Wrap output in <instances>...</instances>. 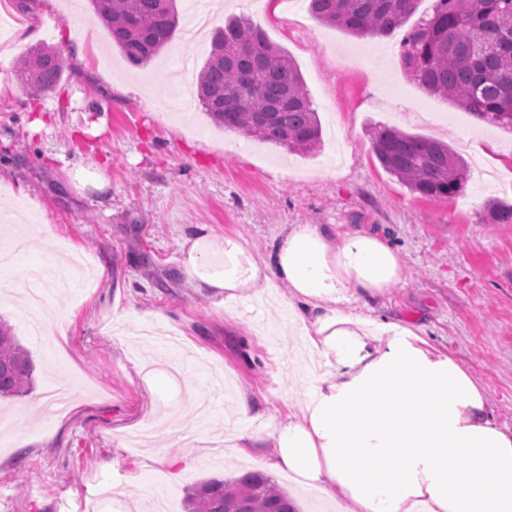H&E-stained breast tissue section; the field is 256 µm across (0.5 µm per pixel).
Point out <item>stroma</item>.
<instances>
[{"label": "stroma", "instance_id": "35a3bbf8", "mask_svg": "<svg viewBox=\"0 0 512 512\" xmlns=\"http://www.w3.org/2000/svg\"><path fill=\"white\" fill-rule=\"evenodd\" d=\"M200 36L188 0L147 67L131 69L88 0H15L27 40H0V242L39 225L58 275L87 256L88 287L46 290L36 326L20 292L44 288V257L22 253L0 277V320L31 353L34 387L0 402V512H185L188 489L261 470L229 440L251 426L224 388L255 412L297 415L309 388L280 328L259 305L225 308L191 286L181 263L187 225L256 252L286 224H332L387 239L404 281L382 315L410 317L429 345L484 387L512 429V224L485 220L490 199L512 204V132L479 126L427 95L400 62L401 32L360 38L325 25L309 0H222ZM230 16L259 25L298 66L323 129L310 155L213 124L194 94L214 29ZM59 50L55 90L30 94L15 64L32 42ZM383 126L446 142L473 168L463 194H412L376 159ZM495 150H478L480 133ZM109 186L92 198L66 182L79 162Z\"/></svg>", "mask_w": 512, "mask_h": 512}]
</instances>
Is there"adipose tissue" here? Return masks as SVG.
Wrapping results in <instances>:
<instances>
[{
	"instance_id": "ef3b65f1",
	"label": "adipose tissue",
	"mask_w": 512,
	"mask_h": 512,
	"mask_svg": "<svg viewBox=\"0 0 512 512\" xmlns=\"http://www.w3.org/2000/svg\"><path fill=\"white\" fill-rule=\"evenodd\" d=\"M182 265L228 307L258 299L261 280L284 289L319 367L300 416L239 431V451L350 512H512V430L494 420L484 388L374 307L403 279L387 239L289 224L257 254L193 224Z\"/></svg>"
}]
</instances>
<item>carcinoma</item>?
<instances>
[{"label":"carcinoma","mask_w":512,"mask_h":512,"mask_svg":"<svg viewBox=\"0 0 512 512\" xmlns=\"http://www.w3.org/2000/svg\"><path fill=\"white\" fill-rule=\"evenodd\" d=\"M177 0H90L94 16L133 66L154 59L178 26ZM419 0H310L319 21L350 34L389 35L416 11ZM401 60L430 94L476 118L512 131V0H436L401 40ZM64 63L50 46L30 48L16 72L33 92L60 82ZM203 110L226 130L315 151L321 127L294 61L263 30L241 17L215 30L196 80ZM382 168L412 193L429 199L460 194L471 169L445 144L385 127L373 136ZM493 224H512V204L487 203ZM29 352L0 321V398L33 386ZM187 512H299L295 499L259 471L211 478L186 497Z\"/></svg>","instance_id":"cac0c4a2"}]
</instances>
